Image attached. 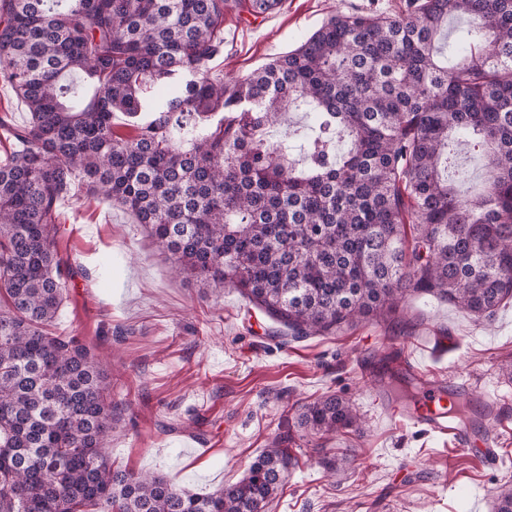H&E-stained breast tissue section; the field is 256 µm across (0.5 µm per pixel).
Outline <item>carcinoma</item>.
Segmentation results:
<instances>
[{
    "mask_svg": "<svg viewBox=\"0 0 512 512\" xmlns=\"http://www.w3.org/2000/svg\"><path fill=\"white\" fill-rule=\"evenodd\" d=\"M282 0H0V83L28 119L0 162V512H265L291 466L280 441L213 492L114 466L119 420L101 344L53 331L70 287L60 202L80 187L149 229L175 271L242 292L298 339L404 329L425 294L486 322L512 302V0H408L341 13L249 74H209L224 18ZM466 23L452 66L438 42ZM290 110L312 114L302 167ZM137 119L133 134L112 122ZM482 191L448 179L455 147ZM299 425L357 424L322 395ZM497 512H512V481Z\"/></svg>",
    "mask_w": 512,
    "mask_h": 512,
    "instance_id": "1",
    "label": "carcinoma"
}]
</instances>
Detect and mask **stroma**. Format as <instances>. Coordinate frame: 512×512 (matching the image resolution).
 <instances>
[{"label":"stroma","instance_id":"1","mask_svg":"<svg viewBox=\"0 0 512 512\" xmlns=\"http://www.w3.org/2000/svg\"><path fill=\"white\" fill-rule=\"evenodd\" d=\"M404 0H284L263 22L224 20L228 47L212 61L219 76L240 77L296 47L338 13L398 14ZM72 287L56 327L99 337L122 416L112 437L116 464L165 475L177 486L209 492L241 480L276 436L291 433L293 465L267 512H496L497 487L512 480V303L494 321L477 322L448 303L410 297L412 340L441 332L456 338L447 357L426 361L429 378L469 382L504 397L501 417L476 426L494 443L486 462L446 437L386 419L358 359L390 350L382 325L362 322L328 336L291 339L235 289L202 287L179 277L141 225L120 208L84 192L61 206ZM112 253V275L99 266ZM351 401L362 424L317 437L298 411L323 394ZM200 435L210 454L190 453Z\"/></svg>","mask_w":512,"mask_h":512}]
</instances>
